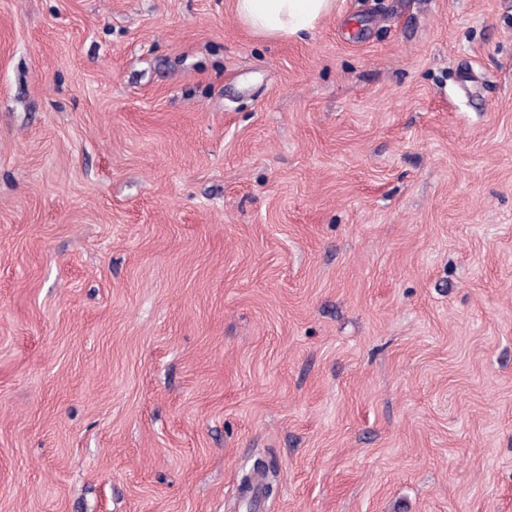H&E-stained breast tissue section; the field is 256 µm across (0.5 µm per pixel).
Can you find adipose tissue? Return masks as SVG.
<instances>
[{
    "mask_svg": "<svg viewBox=\"0 0 512 512\" xmlns=\"http://www.w3.org/2000/svg\"><path fill=\"white\" fill-rule=\"evenodd\" d=\"M331 8L332 0H236L242 22L266 37H302Z\"/></svg>",
    "mask_w": 512,
    "mask_h": 512,
    "instance_id": "ef3b65f1",
    "label": "adipose tissue"
}]
</instances>
